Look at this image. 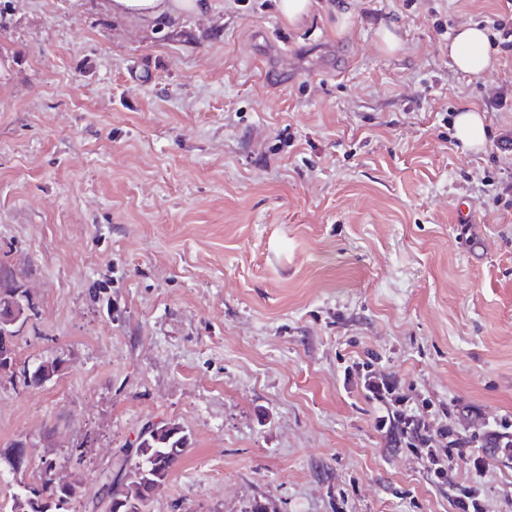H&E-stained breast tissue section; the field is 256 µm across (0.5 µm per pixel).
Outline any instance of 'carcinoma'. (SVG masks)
Listing matches in <instances>:
<instances>
[{
    "instance_id": "obj_1",
    "label": "carcinoma",
    "mask_w": 512,
    "mask_h": 512,
    "mask_svg": "<svg viewBox=\"0 0 512 512\" xmlns=\"http://www.w3.org/2000/svg\"><path fill=\"white\" fill-rule=\"evenodd\" d=\"M27 301L24 291L0 278V312L7 311L18 302ZM55 361L41 362L22 369L23 383L27 387L40 385L37 371L43 368L56 370ZM190 434L178 422H160L139 432L132 443V450L125 452L126 471L123 479L115 481L107 475L102 481L110 483V505L121 506L120 512L142 503L152 496L154 490L164 483L189 446ZM58 499L55 512H68L71 498L64 497L63 488L55 478V462L48 460L40 470L39 482L29 487L28 492L16 499L17 512H43L40 502Z\"/></svg>"
}]
</instances>
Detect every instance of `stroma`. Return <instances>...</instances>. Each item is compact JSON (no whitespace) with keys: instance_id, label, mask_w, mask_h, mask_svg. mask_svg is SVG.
Here are the masks:
<instances>
[{"instance_id":"1","label":"stroma","mask_w":512,"mask_h":512,"mask_svg":"<svg viewBox=\"0 0 512 512\" xmlns=\"http://www.w3.org/2000/svg\"><path fill=\"white\" fill-rule=\"evenodd\" d=\"M497 4L318 0L291 26L214 0L169 28L0 0V275L34 306L16 362L61 365L0 373V452L32 464H0V512L45 459L69 512H105L99 478L170 420L191 443L146 512H452L346 369L512 416V56L448 57ZM448 56L460 72L479 76L492 67L494 52L485 30L473 25L456 32L448 42ZM454 126L456 138L466 148L478 149L486 140V117L476 109H462L455 118Z\"/></svg>"}]
</instances>
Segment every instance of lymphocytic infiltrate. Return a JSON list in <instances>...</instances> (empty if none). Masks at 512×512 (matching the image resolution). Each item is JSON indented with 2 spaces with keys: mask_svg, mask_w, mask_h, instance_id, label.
Returning <instances> with one entry per match:
<instances>
[{
  "mask_svg": "<svg viewBox=\"0 0 512 512\" xmlns=\"http://www.w3.org/2000/svg\"><path fill=\"white\" fill-rule=\"evenodd\" d=\"M364 369L365 394L379 406L377 430L388 433L399 426L417 432L424 445L410 449L409 454L421 464L429 484L447 490L454 512H486V451L465 447L461 435L466 431H491L502 443L493 453L495 458L512 468V418L505 416L485 425L478 422L472 411L453 407L448 411L451 426L440 435L435 430V413L412 407L398 380L377 371L370 362L365 363Z\"/></svg>",
  "mask_w": 512,
  "mask_h": 512,
  "instance_id": "1",
  "label": "lymphocytic infiltrate"
}]
</instances>
